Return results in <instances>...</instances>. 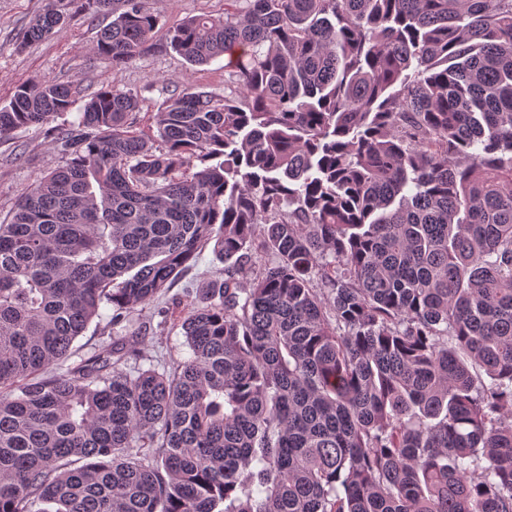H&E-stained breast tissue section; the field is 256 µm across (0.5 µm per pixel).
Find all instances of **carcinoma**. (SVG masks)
Segmentation results:
<instances>
[{
    "label": "carcinoma",
    "mask_w": 512,
    "mask_h": 512,
    "mask_svg": "<svg viewBox=\"0 0 512 512\" xmlns=\"http://www.w3.org/2000/svg\"><path fill=\"white\" fill-rule=\"evenodd\" d=\"M226 2L169 44L238 92L153 134L112 86L55 127L65 84L0 106L66 157L0 224V512H512V0ZM70 3L114 67L152 38L147 0ZM209 245L187 359L60 369ZM99 313L100 315L89 324L82 336H79L74 342L73 350H75V355L64 363L65 366L75 361H79L80 356L89 355L94 351V348L97 347L99 342L104 337L108 336L109 332H112V326L109 323L112 316L111 306L102 305Z\"/></svg>",
    "instance_id": "1"
}]
</instances>
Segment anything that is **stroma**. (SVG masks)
Listing matches in <instances>:
<instances>
[{
  "mask_svg": "<svg viewBox=\"0 0 512 512\" xmlns=\"http://www.w3.org/2000/svg\"><path fill=\"white\" fill-rule=\"evenodd\" d=\"M46 4L47 0H0V104L9 100L15 86L26 81L53 78L73 84L85 94L108 84L138 96V120L146 126L175 89L191 86L223 95L224 58L202 66L190 64L169 48L168 32L189 16L223 14L224 0H147L157 19L153 38L133 62L116 68L104 64L94 52L101 29L111 21L107 15L93 18L74 13L62 33L23 43L30 21ZM64 162L41 126L17 130L10 141L0 144V224L9 223L24 188ZM221 267L212 249H205L168 292L138 307L124 327V335L142 337L144 354L154 364L186 359L189 350L182 320Z\"/></svg>",
  "mask_w": 512,
  "mask_h": 512,
  "instance_id": "1",
  "label": "stroma"
}]
</instances>
